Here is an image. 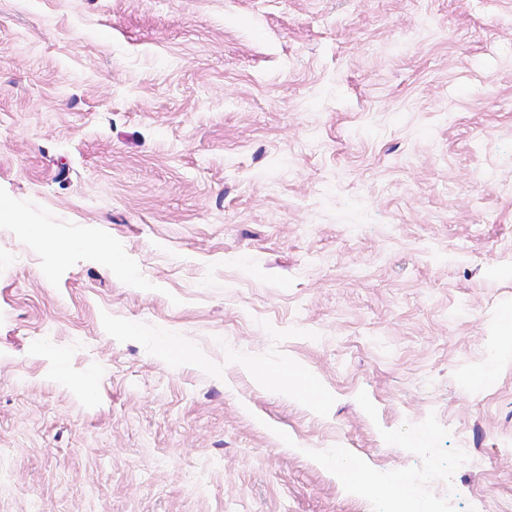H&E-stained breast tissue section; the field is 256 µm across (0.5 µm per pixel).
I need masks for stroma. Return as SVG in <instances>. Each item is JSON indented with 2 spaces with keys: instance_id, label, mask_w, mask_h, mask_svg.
<instances>
[{
  "instance_id": "1",
  "label": "stroma",
  "mask_w": 512,
  "mask_h": 512,
  "mask_svg": "<svg viewBox=\"0 0 512 512\" xmlns=\"http://www.w3.org/2000/svg\"><path fill=\"white\" fill-rule=\"evenodd\" d=\"M5 206L0 512H512V0H0Z\"/></svg>"
}]
</instances>
